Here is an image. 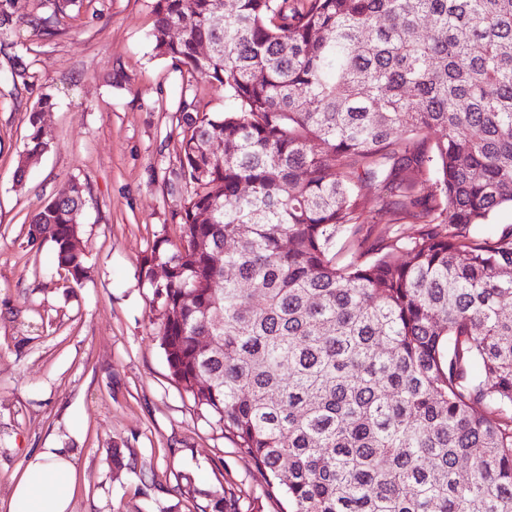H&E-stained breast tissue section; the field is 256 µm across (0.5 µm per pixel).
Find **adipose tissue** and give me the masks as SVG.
Listing matches in <instances>:
<instances>
[{
  "label": "adipose tissue",
  "mask_w": 512,
  "mask_h": 512,
  "mask_svg": "<svg viewBox=\"0 0 512 512\" xmlns=\"http://www.w3.org/2000/svg\"><path fill=\"white\" fill-rule=\"evenodd\" d=\"M73 457L63 448L31 454L14 486L10 512H69L75 484Z\"/></svg>",
  "instance_id": "obj_1"
}]
</instances>
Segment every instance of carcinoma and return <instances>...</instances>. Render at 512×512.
I'll use <instances>...</instances> for the list:
<instances>
[{
	"instance_id": "cac0c4a2",
	"label": "carcinoma",
	"mask_w": 512,
	"mask_h": 512,
	"mask_svg": "<svg viewBox=\"0 0 512 512\" xmlns=\"http://www.w3.org/2000/svg\"><path fill=\"white\" fill-rule=\"evenodd\" d=\"M52 2L27 20L47 35L73 0ZM151 36L230 101L182 102L180 239L141 262L172 380L288 512H512V227L470 233L512 206V0H156ZM372 187L413 235L359 238ZM86 191L27 231L75 283Z\"/></svg>"
}]
</instances>
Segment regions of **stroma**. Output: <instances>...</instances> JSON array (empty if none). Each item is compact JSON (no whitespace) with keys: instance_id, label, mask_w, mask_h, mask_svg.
Segmentation results:
<instances>
[{"instance_id":"obj_1","label":"stroma","mask_w":512,"mask_h":512,"mask_svg":"<svg viewBox=\"0 0 512 512\" xmlns=\"http://www.w3.org/2000/svg\"><path fill=\"white\" fill-rule=\"evenodd\" d=\"M155 2L77 0L48 36L27 20L50 14L49 0H13L16 23L0 35V72L20 49L31 74L24 87L0 81V512L45 448L74 455L71 512H201L216 496L237 512L288 508L171 379L140 273L154 239L179 237L171 133L184 97L208 112L227 105L223 89L190 86L184 67L157 55ZM44 96L52 140L18 181L29 111ZM74 179L89 189L77 284L50 241L26 236L29 215Z\"/></svg>"}]
</instances>
